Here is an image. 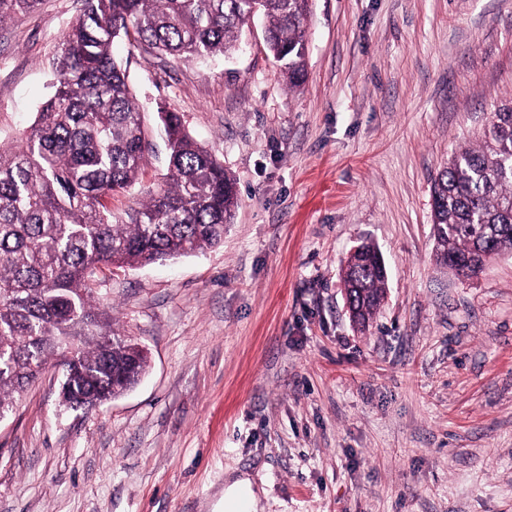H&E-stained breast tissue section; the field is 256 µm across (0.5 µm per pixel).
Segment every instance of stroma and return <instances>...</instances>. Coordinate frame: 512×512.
<instances>
[{
    "label": "stroma",
    "instance_id": "stroma-1",
    "mask_svg": "<svg viewBox=\"0 0 512 512\" xmlns=\"http://www.w3.org/2000/svg\"><path fill=\"white\" fill-rule=\"evenodd\" d=\"M78 0L0 26V137L51 93ZM155 151L158 106L224 163L239 208L221 247L92 285L148 369L125 395L59 406L45 368L0 422V512H224V477L263 512H512V253L461 279L435 260L431 185L512 98V0H312L288 88L262 20L209 60L119 42ZM368 241L388 270L364 332L341 269Z\"/></svg>",
    "mask_w": 512,
    "mask_h": 512
}]
</instances>
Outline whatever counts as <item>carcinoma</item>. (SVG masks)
<instances>
[{
	"mask_svg": "<svg viewBox=\"0 0 512 512\" xmlns=\"http://www.w3.org/2000/svg\"><path fill=\"white\" fill-rule=\"evenodd\" d=\"M76 22L52 59L55 83L14 146L0 142V412L54 361L69 364L63 402L92 409L133 387L147 366L142 349L112 330L93 304L101 266L163 263L224 243L239 207L234 179L192 137L179 113L160 108L168 150L163 186L117 217L106 204L138 184L152 141L112 47L126 40L153 52L230 56L256 17L288 85L305 75L310 0H81ZM41 0H0V24ZM437 262L462 278L470 263L512 252V102L492 113L473 145L452 151L433 177ZM344 282L372 319L386 283L371 247L348 259Z\"/></svg>",
	"mask_w": 512,
	"mask_h": 512,
	"instance_id": "obj_1",
	"label": "carcinoma"
}]
</instances>
